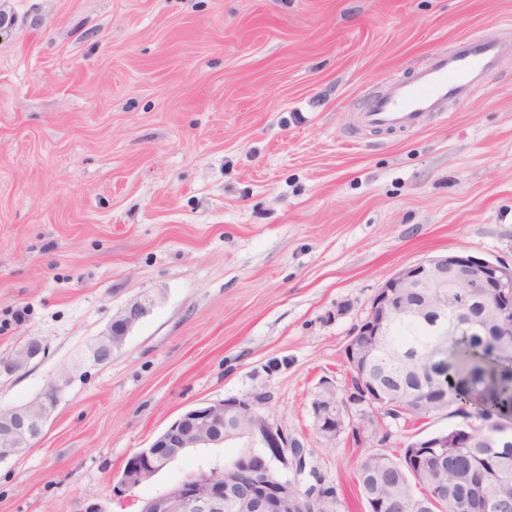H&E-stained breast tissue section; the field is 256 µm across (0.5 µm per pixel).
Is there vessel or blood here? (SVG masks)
Masks as SVG:
<instances>
[{
	"label": "vessel or blood",
	"instance_id": "b4317fda",
	"mask_svg": "<svg viewBox=\"0 0 512 512\" xmlns=\"http://www.w3.org/2000/svg\"><path fill=\"white\" fill-rule=\"evenodd\" d=\"M501 53V45L495 42L462 40L453 53L436 58L415 83L374 98L362 120L378 127L418 126L422 114L441 100L464 96L472 84L497 65Z\"/></svg>",
	"mask_w": 512,
	"mask_h": 512
}]
</instances>
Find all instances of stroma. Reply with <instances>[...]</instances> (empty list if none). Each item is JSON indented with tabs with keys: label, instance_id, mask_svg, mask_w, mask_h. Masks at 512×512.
<instances>
[{
	"label": "stroma",
	"instance_id": "35a3bbf8",
	"mask_svg": "<svg viewBox=\"0 0 512 512\" xmlns=\"http://www.w3.org/2000/svg\"><path fill=\"white\" fill-rule=\"evenodd\" d=\"M512 43V0H0V407L70 381L0 461V512H105L221 469L196 448L127 498L126 459L191 407L264 393L336 512H368L356 462L458 425L440 412L332 443L311 402L384 282L462 250L512 264V52L415 128L362 123L464 38ZM154 300L104 365L89 340ZM43 351L41 342L38 339L31 338L27 340L16 352L14 362L11 358L6 365V370L9 372L14 371V364L16 367L22 368L28 365L30 361L38 357Z\"/></svg>",
	"mask_w": 512,
	"mask_h": 512
}]
</instances>
